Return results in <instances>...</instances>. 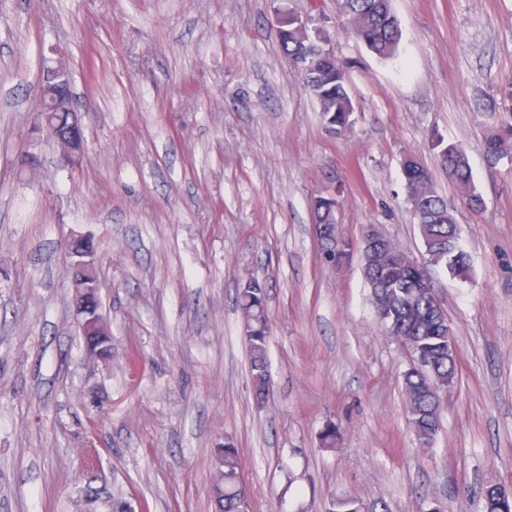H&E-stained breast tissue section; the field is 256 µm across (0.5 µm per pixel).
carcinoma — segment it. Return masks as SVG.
I'll list each match as a JSON object with an SVG mask.
<instances>
[{"mask_svg":"<svg viewBox=\"0 0 512 512\" xmlns=\"http://www.w3.org/2000/svg\"><path fill=\"white\" fill-rule=\"evenodd\" d=\"M356 36L381 59L394 58L399 50L401 29L392 13L390 0H336ZM279 47L289 63L302 52V40L288 37ZM304 88L320 107L323 123L330 131H341L355 105L346 83V68L335 56H315L300 75ZM512 139V122L485 137L484 152L490 165L506 155L505 141ZM442 170L448 175L468 206L475 212L484 208L465 148L444 139H432ZM406 198L420 213L417 224L429 264L454 277L469 276L470 257L460 245L459 230L448 205L435 190L431 172L417 158L408 156L402 164ZM335 198L324 197L312 211L313 222L327 225V236L319 250L329 263L346 257L354 248L352 240L337 224ZM362 271L371 290L372 302L388 336L421 357L423 364H410L403 375L407 420L415 439L427 447L437 435L441 423L439 389L456 384L459 366L456 352L448 349V337L454 335L443 306L436 305V289L424 283L423 271L412 254L390 240L386 246H359ZM95 303L80 325L83 336L96 339L95 346L109 344L106 326ZM236 308L248 350L253 397L264 403L272 390L269 361L271 324L265 281L256 276L239 282ZM211 498L218 499L223 512H244L250 507V492L240 472L239 451L231 443L215 452L210 474ZM329 512H365L364 504L352 497H339ZM480 512H512V490L504 485L487 486L480 499Z\"/></svg>","mask_w":512,"mask_h":512,"instance_id":"1","label":"carcinoma"}]
</instances>
